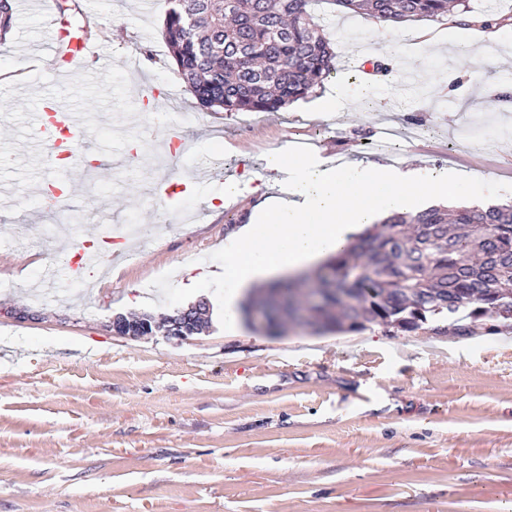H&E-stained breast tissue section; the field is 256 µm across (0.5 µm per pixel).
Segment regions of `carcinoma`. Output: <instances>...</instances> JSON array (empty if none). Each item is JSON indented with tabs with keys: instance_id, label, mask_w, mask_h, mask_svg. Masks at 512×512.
Instances as JSON below:
<instances>
[{
	"instance_id": "obj_1",
	"label": "carcinoma",
	"mask_w": 512,
	"mask_h": 512,
	"mask_svg": "<svg viewBox=\"0 0 512 512\" xmlns=\"http://www.w3.org/2000/svg\"><path fill=\"white\" fill-rule=\"evenodd\" d=\"M311 0H168L164 37L178 72L207 112H277L336 71V52ZM378 22L438 20L468 0H332ZM348 302L327 292L311 311L320 331L373 325L413 333L433 319L458 336L512 320V204L394 214L330 260Z\"/></svg>"
}]
</instances>
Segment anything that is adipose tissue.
I'll return each instance as SVG.
<instances>
[{
	"label": "adipose tissue",
	"instance_id": "ef3b65f1",
	"mask_svg": "<svg viewBox=\"0 0 512 512\" xmlns=\"http://www.w3.org/2000/svg\"><path fill=\"white\" fill-rule=\"evenodd\" d=\"M264 160L268 170L284 174L289 194L263 198L252 223L237 231L238 245L224 263V279L232 289L224 298L228 313L237 307L238 291L301 273L342 252L355 235L389 213L445 200L470 187L466 176L413 167L371 162L334 168L276 152Z\"/></svg>",
	"mask_w": 512,
	"mask_h": 512
}]
</instances>
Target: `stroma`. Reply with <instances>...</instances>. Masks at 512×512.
<instances>
[{
    "label": "stroma",
    "instance_id": "1",
    "mask_svg": "<svg viewBox=\"0 0 512 512\" xmlns=\"http://www.w3.org/2000/svg\"><path fill=\"white\" fill-rule=\"evenodd\" d=\"M167 7L88 0L78 21L102 48L63 84L53 64L25 71L47 19L14 9L0 41V75L12 80L0 87V512H512V329L224 325V256L261 194L278 193L262 157L284 136L332 166L378 162L372 136L395 126L394 165L464 173L490 203H512V116L478 109L472 83L455 87L465 40L442 21L389 30L313 0L336 43L328 87L360 83L350 58L401 56L417 26L431 41L409 61L418 82L393 74L355 116H324L309 97L247 118L199 109L162 34ZM147 84L176 91L163 124L144 110ZM48 96L83 109L100 148L139 141L138 159L81 179L30 135ZM185 130L194 151L171 162L164 140ZM164 167L190 189L163 196ZM48 180L75 182L76 194L36 222ZM228 180L236 194L209 209ZM69 222L81 237L130 222L144 234L86 286L54 247L52 228ZM201 298L211 324L184 341L110 328L118 313L159 318Z\"/></svg>",
    "mask_w": 512,
    "mask_h": 512
}]
</instances>
